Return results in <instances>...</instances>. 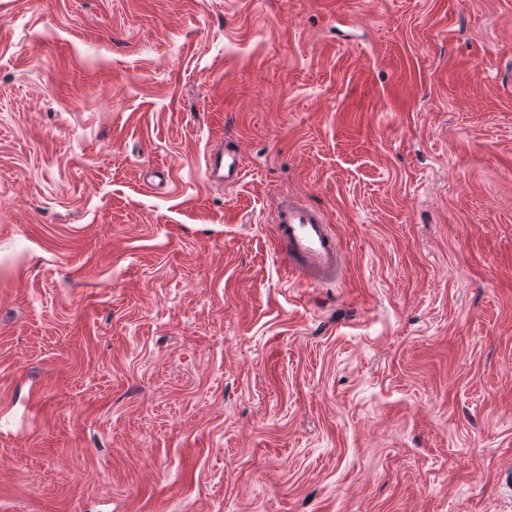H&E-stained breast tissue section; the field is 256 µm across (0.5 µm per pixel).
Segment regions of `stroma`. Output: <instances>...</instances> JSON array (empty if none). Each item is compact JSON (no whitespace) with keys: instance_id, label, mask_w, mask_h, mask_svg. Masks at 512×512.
<instances>
[{"instance_id":"35a3bbf8","label":"stroma","mask_w":512,"mask_h":512,"mask_svg":"<svg viewBox=\"0 0 512 512\" xmlns=\"http://www.w3.org/2000/svg\"><path fill=\"white\" fill-rule=\"evenodd\" d=\"M0 506L512 512V0H0ZM244 162L237 150L214 149L206 159V176L210 182H224V187H235L243 176ZM270 224L275 249L294 278L313 284L342 279V252L322 208L285 195L278 202Z\"/></svg>"}]
</instances>
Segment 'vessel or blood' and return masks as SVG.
Listing matches in <instances>:
<instances>
[{"label":"vessel or blood","instance_id":"obj_1","mask_svg":"<svg viewBox=\"0 0 512 512\" xmlns=\"http://www.w3.org/2000/svg\"><path fill=\"white\" fill-rule=\"evenodd\" d=\"M243 168L242 156L235 150L214 149L206 159L208 181L228 187L237 186ZM271 228L275 249L294 278L313 284L342 279V252L322 208L296 196H282L271 217Z\"/></svg>","mask_w":512,"mask_h":512}]
</instances>
